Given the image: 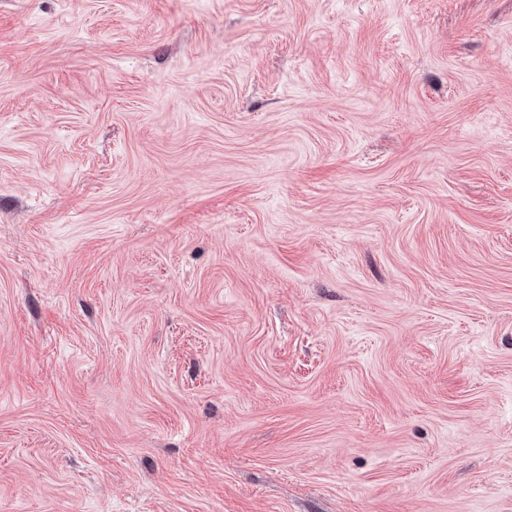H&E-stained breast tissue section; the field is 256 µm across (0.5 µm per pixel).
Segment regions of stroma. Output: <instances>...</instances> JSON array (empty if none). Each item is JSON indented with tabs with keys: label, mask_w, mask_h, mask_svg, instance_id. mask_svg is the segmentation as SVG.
I'll list each match as a JSON object with an SVG mask.
<instances>
[{
	"label": "stroma",
	"mask_w": 512,
	"mask_h": 512,
	"mask_svg": "<svg viewBox=\"0 0 512 512\" xmlns=\"http://www.w3.org/2000/svg\"><path fill=\"white\" fill-rule=\"evenodd\" d=\"M0 512H512V0H0Z\"/></svg>",
	"instance_id": "stroma-1"
}]
</instances>
